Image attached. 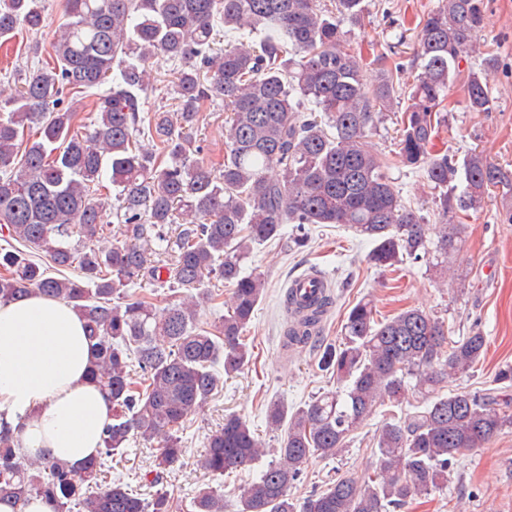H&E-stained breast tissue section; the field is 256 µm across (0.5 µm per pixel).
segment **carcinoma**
I'll list each match as a JSON object with an SVG mask.
<instances>
[{"instance_id": "obj_1", "label": "carcinoma", "mask_w": 512, "mask_h": 512, "mask_svg": "<svg viewBox=\"0 0 512 512\" xmlns=\"http://www.w3.org/2000/svg\"><path fill=\"white\" fill-rule=\"evenodd\" d=\"M362 3L334 0L328 9L319 0H66L67 21L53 35L50 61L23 86H0V231L23 245L0 248V303L38 292L72 306L91 343V377L112 401L103 448L79 467L30 460L11 430L0 428V502L14 512L37 497L53 512H174V498L159 487L184 453L173 431L216 390L219 359L227 375L248 364L243 332L265 282L241 263L253 247L282 238L284 225L343 224L374 244L375 265L425 260L445 275L460 234L448 214L476 207L494 188L512 190V172L481 153L461 161L432 153L449 84L480 53L484 0H438L417 31L410 64L379 68L373 84L342 28L346 19L360 22ZM217 21L229 30L261 29L265 37L216 54ZM21 25L45 26L40 0H0V45ZM155 57L181 63L176 113L144 110L146 64ZM495 62L490 53L483 69L469 71V111L493 109L486 72ZM408 67L418 74L396 151L382 157L364 141L384 113L399 108L397 79ZM103 85L92 128L75 132L77 113L62 107L64 92ZM215 98L230 113L217 174L190 158L201 104ZM33 125L36 134L25 137ZM145 132L159 151L139 148ZM400 166L423 171L437 191L438 224L425 223L403 201L389 176ZM112 197L121 239L108 245L103 214ZM171 243L174 263L164 279L161 267L148 264V250L154 244L161 255ZM145 279L172 291L163 310L130 293ZM213 280L227 284L231 296L228 314L209 329L198 316L213 299ZM331 303L325 291L310 302L288 291L284 345L303 347L317 336ZM486 346L479 330L448 340L443 322L420 309L379 321L372 301H359L347 315L344 341L320 358L343 388L291 413L269 404L268 427L284 430L279 458L243 488L239 512H297L290 490L309 459L342 453L378 405L402 402L410 379L424 407L383 424L373 473L336 475L302 512H390L443 488L464 456L512 427L511 366L495 374L497 388L440 393L441 384L480 363ZM134 437L161 442L149 499L124 483L100 482L108 459ZM263 455L246 420L228 414L207 438L202 466L222 475ZM192 504L194 512H224V494L202 487Z\"/></svg>"}]
</instances>
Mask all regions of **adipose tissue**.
<instances>
[{"label":"adipose tissue","instance_id":"ef3b65f1","mask_svg":"<svg viewBox=\"0 0 512 512\" xmlns=\"http://www.w3.org/2000/svg\"><path fill=\"white\" fill-rule=\"evenodd\" d=\"M91 357L67 303L34 294L0 304V426L24 455L79 464L97 454L112 403L90 377Z\"/></svg>","mask_w":512,"mask_h":512}]
</instances>
